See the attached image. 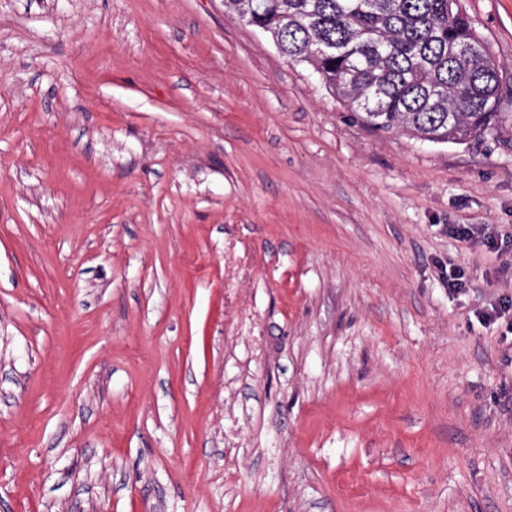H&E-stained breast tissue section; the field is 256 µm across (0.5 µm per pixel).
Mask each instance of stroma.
Returning a JSON list of instances; mask_svg holds the SVG:
<instances>
[{
  "label": "stroma",
  "mask_w": 512,
  "mask_h": 512,
  "mask_svg": "<svg viewBox=\"0 0 512 512\" xmlns=\"http://www.w3.org/2000/svg\"><path fill=\"white\" fill-rule=\"evenodd\" d=\"M497 132L365 126L224 0H0V512H512ZM468 284L448 288L447 267ZM450 231L462 241L481 244L488 249L498 250L503 244V239L498 240L490 228L482 225L455 224ZM511 301H499L495 304H490L489 307L480 311L477 315L478 320L483 324H496L501 322L505 323L507 333L512 335V304Z\"/></svg>",
  "instance_id": "1"
}]
</instances>
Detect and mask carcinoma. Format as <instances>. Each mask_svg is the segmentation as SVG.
<instances>
[{
	"label": "carcinoma",
	"instance_id": "obj_1",
	"mask_svg": "<svg viewBox=\"0 0 512 512\" xmlns=\"http://www.w3.org/2000/svg\"><path fill=\"white\" fill-rule=\"evenodd\" d=\"M253 22L374 131L463 144L498 127L499 72L452 0H266Z\"/></svg>",
	"mask_w": 512,
	"mask_h": 512
}]
</instances>
